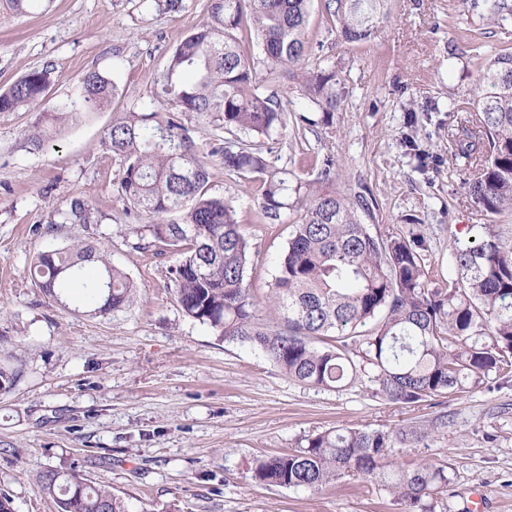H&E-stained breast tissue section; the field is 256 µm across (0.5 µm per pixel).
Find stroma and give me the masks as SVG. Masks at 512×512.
Listing matches in <instances>:
<instances>
[{
    "instance_id": "1",
    "label": "stroma",
    "mask_w": 512,
    "mask_h": 512,
    "mask_svg": "<svg viewBox=\"0 0 512 512\" xmlns=\"http://www.w3.org/2000/svg\"><path fill=\"white\" fill-rule=\"evenodd\" d=\"M208 0L175 11L154 0H44L17 14L0 7V90L25 72L54 70L51 102L66 100L90 70L115 78L110 107L65 127L43 149L27 148L32 113L0 112V365L20 376L0 394V492L14 512H58L40 491L44 471L76 472L121 496L131 512H400L378 479L347 476L313 492L257 483L255 462L342 426L427 430L396 462L446 465L451 483L435 512H512V377L459 397L417 406L372 397L355 383L317 389L289 381L259 349L224 340L183 315L168 286L176 257L139 250L117 191L119 167L102 143L116 113L153 106L167 54L206 16ZM388 20L366 44L338 39L312 0L308 65L335 63L339 106L330 126L296 95L287 69L252 48L257 81L305 112L316 130L273 143L277 166L310 178L316 160L336 159L338 190H370L375 234L415 236L428 249L435 283L447 280L448 241L488 234L512 245V213L488 215L467 193L471 169L448 154L457 125L450 105L466 98L479 56L512 51V20L491 24L464 0H389ZM431 157L427 173L402 145L404 116ZM210 193L235 198L250 240V286L264 295L291 232L266 223L237 176L210 160ZM80 197L90 224H63ZM77 239L102 245L136 288L132 305L106 315L60 304L31 276L38 253Z\"/></svg>"
}]
</instances>
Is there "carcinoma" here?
Listing matches in <instances>:
<instances>
[{
    "label": "carcinoma",
    "mask_w": 512,
    "mask_h": 512,
    "mask_svg": "<svg viewBox=\"0 0 512 512\" xmlns=\"http://www.w3.org/2000/svg\"><path fill=\"white\" fill-rule=\"evenodd\" d=\"M312 0H208L207 17L169 53L155 81V107L121 112L103 143L118 162V192L135 224L136 248L156 245L177 255L169 288L182 313L228 341L261 350L288 380L336 389L368 376L373 395L416 405L445 394H464L512 373V249L488 235L448 243L453 275L429 287L430 264L422 240L370 231L376 201L367 191L336 189V160L326 155L312 180L270 161L272 148L244 141L255 132L274 141L289 127L332 124L338 106L337 74L319 65L298 76L293 92L322 113L321 121L287 112L275 94L260 91L255 63L244 50L257 40L266 60L297 67L311 54L305 40ZM388 0H322L326 16L347 43L372 40L387 20ZM494 20L512 19V0H469ZM55 82L49 67L32 69L0 91V112L35 113L30 149L83 115L110 105L117 84L98 71L82 77L75 98L49 105ZM469 124L448 133V153L475 169L467 191L484 212L512 211V51L481 57L477 83L461 109ZM192 112L221 123L229 137L203 155L177 119ZM256 188L269 223L297 214L265 303L248 286L250 243L233 201L209 194L207 156ZM72 224H90L89 203L73 198L63 212ZM33 278L51 297L84 301L107 314L135 300L127 274L104 249L85 240L44 251ZM418 439L408 428L338 427L306 445L259 462L262 483L319 491L351 474L379 479L401 512H434V496L448 487L447 466L419 462L389 468L401 446ZM38 486L56 498L58 512H130L127 502L78 474L50 470Z\"/></svg>",
    "instance_id": "obj_1"
}]
</instances>
